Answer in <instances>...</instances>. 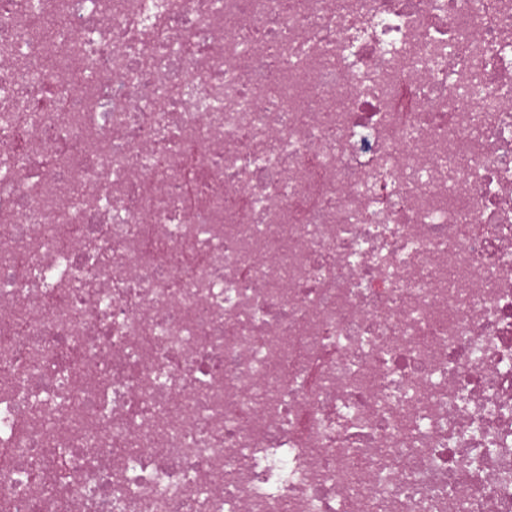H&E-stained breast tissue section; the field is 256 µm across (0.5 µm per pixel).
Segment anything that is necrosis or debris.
Segmentation results:
<instances>
[{"mask_svg":"<svg viewBox=\"0 0 512 512\" xmlns=\"http://www.w3.org/2000/svg\"><path fill=\"white\" fill-rule=\"evenodd\" d=\"M0 0V512H512V0Z\"/></svg>","mask_w":512,"mask_h":512,"instance_id":"necrosis-or-debris-1","label":"necrosis or debris"}]
</instances>
